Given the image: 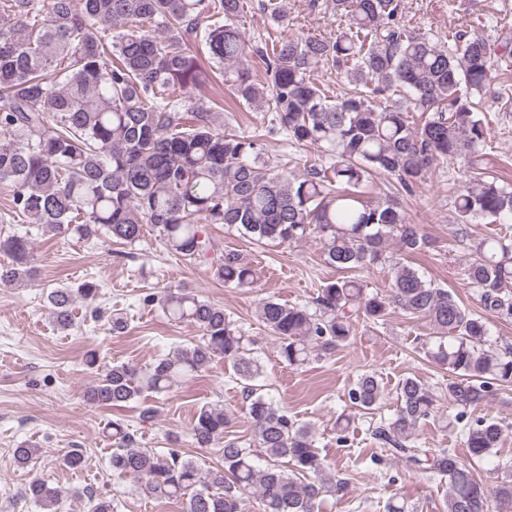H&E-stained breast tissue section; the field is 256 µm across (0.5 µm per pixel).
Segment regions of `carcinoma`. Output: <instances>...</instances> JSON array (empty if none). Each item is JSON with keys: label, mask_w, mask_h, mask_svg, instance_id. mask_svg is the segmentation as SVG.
I'll use <instances>...</instances> for the list:
<instances>
[{"label": "carcinoma", "mask_w": 512, "mask_h": 512, "mask_svg": "<svg viewBox=\"0 0 512 512\" xmlns=\"http://www.w3.org/2000/svg\"><path fill=\"white\" fill-rule=\"evenodd\" d=\"M245 0H3L0 20V185L10 188L16 212L55 235L80 239L106 234L133 246L153 225L166 249L209 267L231 288H251L254 265L239 254H212L206 224H222L258 243L318 241L324 262L348 273L327 283L314 310L275 298L258 302L255 316L278 339L280 360L298 367L317 348L347 343L358 319L383 324L398 309L428 322L433 343L426 356L448 369L442 392L464 416L480 406L493 385L512 384V355L491 348L487 315L512 317V237L488 235L473 244L468 280L484 313L461 306L444 288L424 279L388 251L404 255L426 245L400 195L413 193L433 167L459 159L471 174L455 197L462 224L512 217V185L481 171L471 158L485 140L484 120L472 98L496 79L494 45L458 30L445 47L402 20L401 0H331L345 27L331 37L283 34L269 45H248L236 26ZM221 15L224 23H206ZM201 43L210 71L251 106H267L268 135L322 149L323 164L288 174L271 163L261 135L224 132L211 107L181 96L207 80L192 42ZM262 64L265 81L254 77ZM344 68L352 88L336 96L314 81L328 66ZM398 99L389 100V94ZM420 113L418 121L410 113ZM376 174L395 180L383 199H363L360 187ZM0 283L33 277L25 236L0 238ZM375 265L393 270L391 291L365 292L354 274ZM98 288H54L47 294L54 326L68 331L77 300ZM147 301L170 322L193 324L199 340L147 367L107 369L86 391L99 406L121 409L147 394L173 391L220 358L233 364L247 402L249 443L229 435L232 416L209 405L190 429L195 447L224 442V465L206 473L172 450L149 453L121 419L109 423L115 448L110 464L132 477L148 496L182 503L183 512H240L253 493L264 512H318L322 500L344 496L348 481L326 474L311 430L262 394L264 372L248 353L241 327L224 308L185 288ZM350 402L377 410L383 388L361 374ZM435 398L422 381L397 386L393 415L374 436L410 472L448 482L447 512H487L496 499L512 506V464L488 484L448 448L416 445ZM473 458L500 447L504 427L493 417L463 426ZM15 460L28 466L40 449L22 443ZM265 464H260V460ZM21 496L41 512H58L61 491L35 474ZM90 512H117L104 495H87Z\"/></svg>", "instance_id": "cac0c4a2"}]
</instances>
